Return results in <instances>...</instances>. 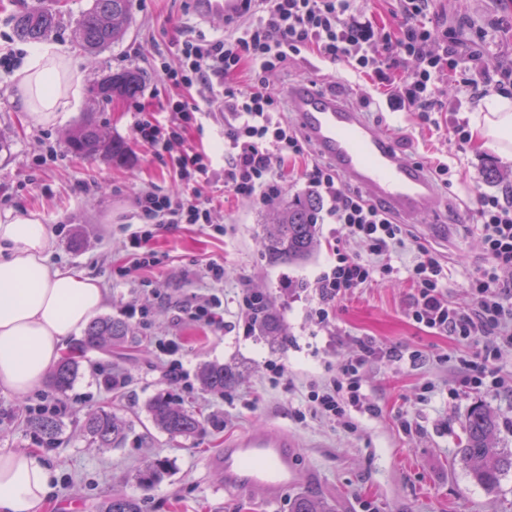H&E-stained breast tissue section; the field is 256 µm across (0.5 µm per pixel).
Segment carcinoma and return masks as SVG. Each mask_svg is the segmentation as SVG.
Here are the masks:
<instances>
[{"instance_id":"cac0c4a2","label":"carcinoma","mask_w":512,"mask_h":512,"mask_svg":"<svg viewBox=\"0 0 512 512\" xmlns=\"http://www.w3.org/2000/svg\"><path fill=\"white\" fill-rule=\"evenodd\" d=\"M131 0H93L92 6L75 22V33L83 50L95 55L115 43L123 35L130 21ZM17 35L25 40L41 41L62 24V14L52 6L37 0L36 4L14 16ZM112 83V96L100 88L96 95L106 104L111 100L131 99L137 96L142 84L140 72L133 68L111 71L104 76ZM69 150L77 157L94 160L100 155L120 160L131 147L128 142L108 137L91 121L78 125L68 136ZM317 199L306 196L286 203L273 214L265 225L261 239L263 252L272 264L297 263L306 260L318 247L316 232ZM256 308L261 318L257 321L261 335L271 337L274 342H284L287 333L280 317L271 310L267 297L257 296ZM128 323L111 319L92 320L86 330L85 339L78 344L80 353L89 349L112 348L125 342L130 336ZM79 371L76 358H64L56 366L50 387L58 398L67 395ZM203 385L215 394H222L232 387L237 375L232 367L207 364L200 370ZM149 411L154 423L172 438L187 437L199 432L204 425L201 417L175 404L168 397L158 395L151 400ZM27 427L41 439L51 442L59 434L60 426L54 415L39 412L28 415ZM83 430L92 441L102 447L117 444L126 430L125 421L110 410L100 409L83 424ZM498 421L483 405L474 406L468 416L462 460L469 468L472 479L488 492L498 489L501 476L512 470V452L498 447ZM103 512H142L137 499L114 496L105 505ZM291 512H336L333 504L302 494L295 498Z\"/></svg>"}]
</instances>
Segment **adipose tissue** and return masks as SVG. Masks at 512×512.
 <instances>
[{"label": "adipose tissue", "mask_w": 512, "mask_h": 512, "mask_svg": "<svg viewBox=\"0 0 512 512\" xmlns=\"http://www.w3.org/2000/svg\"><path fill=\"white\" fill-rule=\"evenodd\" d=\"M16 75L18 106L37 122L63 123L83 104L81 79L57 44L31 46ZM471 125L478 143L512 158V100L484 99ZM54 237L33 213L0 221V387L19 395L42 385L103 304L96 279L49 265ZM54 477L33 451L1 453L0 512H38Z\"/></svg>", "instance_id": "ef3b65f1"}]
</instances>
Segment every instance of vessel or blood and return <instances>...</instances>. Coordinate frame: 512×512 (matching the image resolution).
<instances>
[{
  "label": "vessel or blood",
  "instance_id": "b4317fda",
  "mask_svg": "<svg viewBox=\"0 0 512 512\" xmlns=\"http://www.w3.org/2000/svg\"><path fill=\"white\" fill-rule=\"evenodd\" d=\"M238 5L239 0H195L197 16L206 20L229 16ZM288 98L316 150L392 213L414 218L434 200L435 186L424 168L408 162L395 141L363 112L305 84L292 88ZM213 466L225 489H257L271 500L301 478L287 435L269 427L227 442Z\"/></svg>",
  "mask_w": 512,
  "mask_h": 512
}]
</instances>
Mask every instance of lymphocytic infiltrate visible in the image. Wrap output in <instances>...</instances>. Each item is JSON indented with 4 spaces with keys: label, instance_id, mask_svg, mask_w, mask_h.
Instances as JSON below:
<instances>
[{
    "label": "lymphocytic infiltrate",
    "instance_id": "f902f5d3",
    "mask_svg": "<svg viewBox=\"0 0 512 512\" xmlns=\"http://www.w3.org/2000/svg\"><path fill=\"white\" fill-rule=\"evenodd\" d=\"M356 2L241 0L225 20L224 36L187 35L158 50L156 66L170 89L161 105L167 117L158 120L135 103L134 140L175 170L178 187L171 195L140 192L130 237L142 245L157 229L211 224L212 205L200 186L209 180L212 160L206 150L183 144L197 115L220 117L225 189L242 200L268 203L279 191L285 161L294 159L302 161L309 188L328 204L325 218L337 227L335 261L313 283L320 325H330L335 303L349 292L404 278L414 290L410 316L416 325L473 346L465 383L500 390L504 380L495 362L502 351L512 350V286L501 278L512 270V203L492 193L476 196L474 231L485 262L469 279V305L451 301L448 267L425 246H417L410 266H395L396 252L409 238L407 226L370 197L346 191L335 167L309 160L305 137L285 119L283 96L267 86L265 76L304 51L345 64L381 90L390 111L413 113L464 145L471 139L468 124L453 119V112L463 102L492 94L512 98V69L467 51L451 28L435 20L434 0H394L388 26L363 20ZM198 86L208 89V97H194ZM355 240L366 244V255L349 251ZM375 353L373 345L359 342L357 351L337 364L333 381L310 394L314 413L352 430L354 414L374 411L361 370Z\"/></svg>",
    "mask_w": 512,
    "mask_h": 512
}]
</instances>
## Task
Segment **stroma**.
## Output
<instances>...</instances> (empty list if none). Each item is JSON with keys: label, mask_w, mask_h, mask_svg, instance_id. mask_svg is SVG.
I'll use <instances>...</instances> for the list:
<instances>
[{"label": "stroma", "mask_w": 512, "mask_h": 512, "mask_svg": "<svg viewBox=\"0 0 512 512\" xmlns=\"http://www.w3.org/2000/svg\"><path fill=\"white\" fill-rule=\"evenodd\" d=\"M53 2L63 24L51 40L81 74L85 101L64 123L40 124L18 111L15 86L0 73V219L33 212L53 225L49 264L97 279L105 290L101 316L126 321L134 334L111 352L86 353L61 403L62 431L54 444L43 443L25 424L37 404L52 400L49 385L25 396L0 388V453L38 451L55 473L41 512H101L118 495L141 498L143 512H289L290 502L302 494L332 501L336 512H512V470L491 494L471 480L459 455L467 415L478 402L499 421L500 447L512 450V392L463 384L462 361L469 358L470 346L414 324L413 290L407 283L378 282L356 290L337 302L330 327L317 325L310 284L328 265L334 227L318 225L320 245L305 263H269L260 238L273 206L225 192L221 121L203 119L202 129H191L185 146L213 152L215 173L201 192L213 198V220L223 225V234L194 224L159 233L147 244L159 265L133 270L139 254L127 231L133 198L141 190L173 192L177 177L170 166L134 145L132 103L155 110L165 98L154 63L158 45L198 30L221 36L224 23L199 19L185 0H132L125 34L90 55L73 29L91 0ZM436 9L452 25L495 21L492 60L512 66V0H438ZM122 68L138 69L144 76L136 100L98 102L93 85ZM267 80L283 91L306 80L357 108L370 87L344 64L313 71L300 56L268 73ZM368 118L379 130L390 131L409 162L426 167L441 159L451 165L453 187L438 188L435 206L410 224L414 241L400 250L397 262L411 264L415 244L426 246L448 264L449 298L468 304V279L484 256L465 199L471 193H502L504 184H512V159L490 147L458 146L407 112L373 109ZM88 119L108 135L131 142L129 155L116 162L71 154L67 136ZM52 149L57 152L53 159L48 156ZM492 167L502 173L503 182L488 179ZM83 181L89 189H80ZM211 261L223 263V284L213 286L205 278ZM243 288L270 298L287 330L286 342L279 345L250 330L235 304ZM210 293L224 300L219 328L196 321L189 311L196 296ZM168 339L178 343V353L159 348V341ZM367 339L377 353L362 369V384L376 410L356 415L358 428L351 432L310 412L308 396L333 379L337 362ZM390 349L417 350L421 356L394 362L386 355ZM210 362L229 365L238 374L224 394L208 391L199 380L200 368ZM279 364L287 368L281 376L275 373ZM177 369L186 380L174 379ZM112 374L124 378L123 387L112 390L103 384V377ZM160 394L210 417V424L193 436L170 438L148 411ZM103 407L130 425L118 447H98L83 432L87 417ZM298 410L304 411L303 419L295 418ZM404 415L413 418L412 431L401 427ZM264 425L296 442L302 481L274 501L256 491H225L212 469L213 458L227 440ZM158 456L168 463L166 473L151 486H140L139 473Z\"/></svg>", "instance_id": "35a3bbf8"}]
</instances>
